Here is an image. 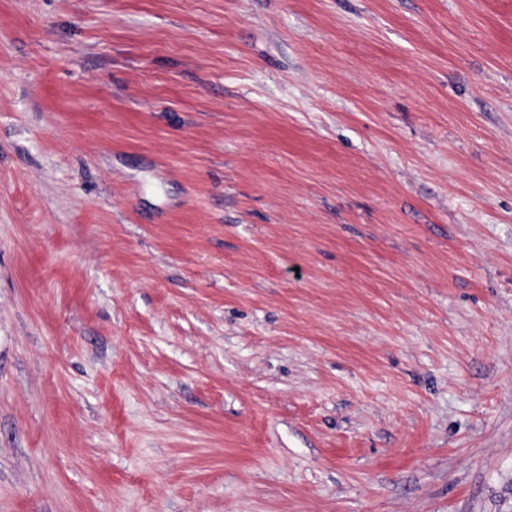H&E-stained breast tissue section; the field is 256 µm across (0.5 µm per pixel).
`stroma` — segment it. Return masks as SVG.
<instances>
[{"label":"stroma","mask_w":512,"mask_h":512,"mask_svg":"<svg viewBox=\"0 0 512 512\" xmlns=\"http://www.w3.org/2000/svg\"><path fill=\"white\" fill-rule=\"evenodd\" d=\"M0 512H512V0H0Z\"/></svg>","instance_id":"obj_1"}]
</instances>
